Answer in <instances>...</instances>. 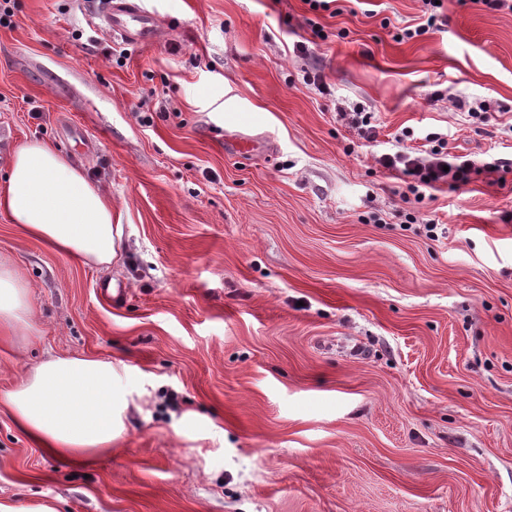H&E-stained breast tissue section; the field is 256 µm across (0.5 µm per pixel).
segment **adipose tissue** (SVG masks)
Here are the masks:
<instances>
[{
  "mask_svg": "<svg viewBox=\"0 0 512 512\" xmlns=\"http://www.w3.org/2000/svg\"><path fill=\"white\" fill-rule=\"evenodd\" d=\"M0 212L52 249L106 267L122 250L123 228L112 221L103 189L45 144L18 148L4 184ZM28 290L0 264V326H27ZM5 403L20 427L48 453L76 463L111 448L127 431L129 400L111 362L81 356L50 358L34 367Z\"/></svg>",
  "mask_w": 512,
  "mask_h": 512,
  "instance_id": "adipose-tissue-1",
  "label": "adipose tissue"
}]
</instances>
